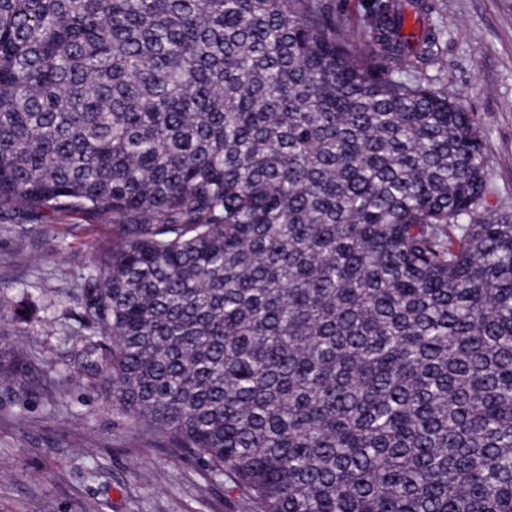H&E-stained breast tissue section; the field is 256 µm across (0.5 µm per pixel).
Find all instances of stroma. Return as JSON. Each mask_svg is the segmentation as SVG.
Wrapping results in <instances>:
<instances>
[{
	"mask_svg": "<svg viewBox=\"0 0 512 512\" xmlns=\"http://www.w3.org/2000/svg\"><path fill=\"white\" fill-rule=\"evenodd\" d=\"M447 53L424 78L473 112L496 186L493 209L512 214V0H431ZM0 223V303L28 288L26 322L0 320V338L28 349L33 387L0 384V512H257L227 482H208L192 462L150 447L96 390L53 402L39 388L60 378L73 307L57 301L54 268H80L111 226L73 214L22 238Z\"/></svg>",
	"mask_w": 512,
	"mask_h": 512,
	"instance_id": "obj_1",
	"label": "stroma"
}]
</instances>
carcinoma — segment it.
Masks as SVG:
<instances>
[{"instance_id": "carcinoma-1", "label": "carcinoma", "mask_w": 512, "mask_h": 512, "mask_svg": "<svg viewBox=\"0 0 512 512\" xmlns=\"http://www.w3.org/2000/svg\"><path fill=\"white\" fill-rule=\"evenodd\" d=\"M427 0H0V221L116 225L73 373L259 512H512V217L401 78ZM28 353L0 382L29 388ZM360 0H323L325 6L329 10L336 12V18L341 17L351 26L361 25V9L359 7Z\"/></svg>"}]
</instances>
